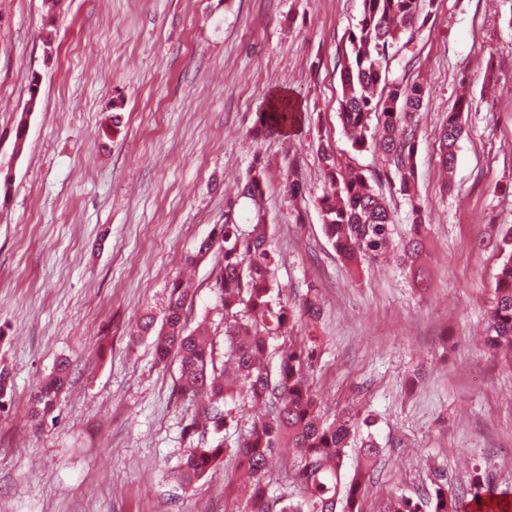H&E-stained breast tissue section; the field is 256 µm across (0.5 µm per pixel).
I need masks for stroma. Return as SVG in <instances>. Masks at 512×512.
I'll list each match as a JSON object with an SVG mask.
<instances>
[{"label":"stroma","instance_id":"obj_1","mask_svg":"<svg viewBox=\"0 0 512 512\" xmlns=\"http://www.w3.org/2000/svg\"><path fill=\"white\" fill-rule=\"evenodd\" d=\"M435 8L412 47L426 91L422 294L396 254L351 272L315 205L318 140L347 147L337 61L361 0H63L52 12L44 0H0V368L12 384L0 512H240L232 458L194 487L168 480L192 445L182 428L196 405L175 392L177 362H157L151 339L130 332L187 278L189 325L222 336L215 260L184 258L223 223L257 156L269 163L277 277L292 294L322 290L311 374L321 409L379 420L363 512H381L396 489L423 493L433 465L456 487L478 466L512 491V367L484 342L496 228L512 224V0ZM278 89L296 122L251 140ZM462 92L471 108L448 178L435 133ZM289 162L307 185L297 200L282 191ZM63 356L67 387L52 413L32 417L31 396Z\"/></svg>","mask_w":512,"mask_h":512}]
</instances>
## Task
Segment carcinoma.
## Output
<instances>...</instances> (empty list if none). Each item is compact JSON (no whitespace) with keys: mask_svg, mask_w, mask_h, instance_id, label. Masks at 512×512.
I'll list each match as a JSON object with an SVG mask.
<instances>
[{"mask_svg":"<svg viewBox=\"0 0 512 512\" xmlns=\"http://www.w3.org/2000/svg\"><path fill=\"white\" fill-rule=\"evenodd\" d=\"M361 3L362 18L339 55L337 117L349 149L339 156L331 146H319L327 187L316 206L329 244L351 269L358 271L377 259L393 241L394 219L385 197L356 162L357 155L376 147L390 191L413 200L411 229L398 249L404 256L403 269L424 290L426 276L415 268V259L425 250L427 238L414 188L425 90L412 77L415 58L406 51L428 24L434 0ZM468 110L469 101L458 100L437 137L440 161L448 171L455 164L464 133L462 114ZM294 117L289 102L261 112L251 138L265 137ZM283 189L290 198L305 192L302 174L291 164ZM264 192L263 165L256 157L239 191V198L251 206V215L241 219L237 202L228 203L224 223L214 225L186 257L195 264L217 254L212 288L224 310L223 350H216L205 323L188 327L184 308L189 292L179 280L170 285L161 324L147 312L132 333L134 339L154 337L158 361H178L180 396L208 395L207 405L183 426V436L197 438V444L172 476L180 486L191 487L223 465L227 453L237 460L236 481L251 489L245 512H361L360 489L371 481L380 453L372 436L378 419L359 411L332 420L321 414L309 382L321 355L319 337L309 332L321 316V288L311 283L305 297L292 302L279 284L280 254L263 207ZM497 249L500 263L485 345L512 364V225L499 229ZM68 367L66 357L56 362L47 383L32 398L34 415L53 411ZM239 398L264 406L246 429L231 407ZM363 432L357 468L348 479L344 465L351 440ZM284 447L292 450L297 492L274 496L269 494L268 464ZM429 481L419 496L391 494L383 512H466L467 505L484 499L497 501L501 512H508L512 494L498 490L477 467L466 494L449 491L444 471L437 466L431 467Z\"/></svg>","mask_w":512,"mask_h":512,"instance_id":"obj_1","label":"carcinoma"}]
</instances>
